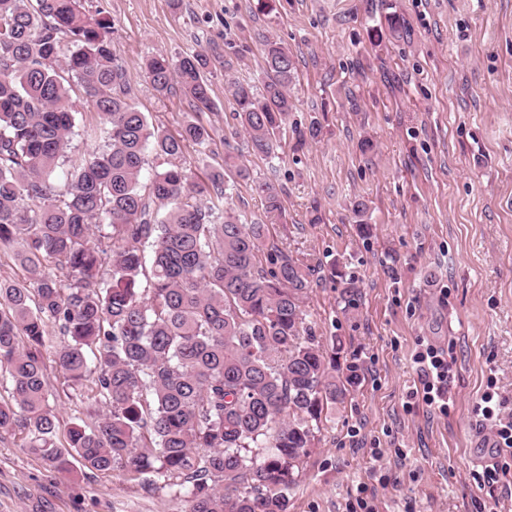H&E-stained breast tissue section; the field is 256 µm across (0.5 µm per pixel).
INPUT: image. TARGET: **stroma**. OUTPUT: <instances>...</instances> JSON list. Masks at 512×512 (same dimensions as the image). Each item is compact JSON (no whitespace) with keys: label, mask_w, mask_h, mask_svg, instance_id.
<instances>
[{"label":"stroma","mask_w":512,"mask_h":512,"mask_svg":"<svg viewBox=\"0 0 512 512\" xmlns=\"http://www.w3.org/2000/svg\"><path fill=\"white\" fill-rule=\"evenodd\" d=\"M114 24L136 103L177 134L193 121L212 140L188 150L193 180L236 147L250 177L219 209L264 219L255 182L281 190L270 239L301 259L335 265L313 283L306 321L340 370L359 383L327 412L318 444L288 492L289 512H512L478 477L489 442L477 402L489 377L512 403V0H86ZM396 15L407 36L392 33ZM294 54L295 107L273 162L231 137L234 83L262 86L265 39ZM206 50L215 107L194 111L180 92L158 94L144 64ZM319 121L317 140L295 128ZM370 140L373 149L362 152ZM365 205L356 218L354 203ZM367 230H360V223ZM444 349L447 413L412 392L419 342ZM60 430L76 398L54 355L45 359ZM380 449L373 457L372 449ZM150 474L63 475L0 433V512H186Z\"/></svg>","instance_id":"stroma-1"}]
</instances>
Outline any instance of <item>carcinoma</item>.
<instances>
[{"mask_svg": "<svg viewBox=\"0 0 512 512\" xmlns=\"http://www.w3.org/2000/svg\"><path fill=\"white\" fill-rule=\"evenodd\" d=\"M84 2L0 0V248L27 272L0 281V430L19 431L59 473L75 463L151 472L188 512H288L325 411L357 380L336 374V353L305 326L322 267L274 244L262 254L267 225L202 204L248 169L228 153L205 181L190 180L182 160L209 129L155 128L112 52L113 23ZM264 62L262 90L236 83L232 95L248 152L272 158L295 66L270 39ZM212 65L206 51L158 55L145 78L210 111ZM75 84L99 117L100 147L67 169ZM150 152L169 167L145 175ZM254 190L268 217H282L272 181ZM50 324L63 336L56 363L103 408L92 423L75 418L63 444L47 398Z\"/></svg>", "mask_w": 512, "mask_h": 512, "instance_id": "cac0c4a2", "label": "carcinoma"}]
</instances>
